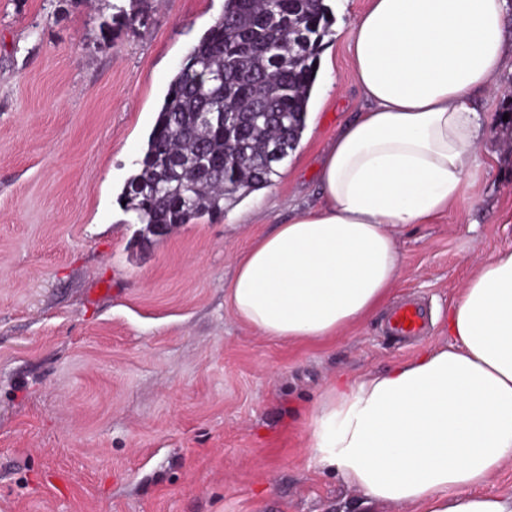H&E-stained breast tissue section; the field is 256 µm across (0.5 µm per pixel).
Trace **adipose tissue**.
<instances>
[{"label":"adipose tissue","mask_w":512,"mask_h":512,"mask_svg":"<svg viewBox=\"0 0 512 512\" xmlns=\"http://www.w3.org/2000/svg\"><path fill=\"white\" fill-rule=\"evenodd\" d=\"M507 0H370L350 58L366 109L326 146L322 201L238 257L229 301L268 338L327 344L387 305L399 237L459 195L484 136L473 105L504 65ZM447 346L344 385L311 418V459L363 506L512 512L482 493L512 459V249L476 263L448 312Z\"/></svg>","instance_id":"obj_1"}]
</instances>
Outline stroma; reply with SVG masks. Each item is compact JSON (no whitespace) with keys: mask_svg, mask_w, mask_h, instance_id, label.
Instances as JSON below:
<instances>
[{"mask_svg":"<svg viewBox=\"0 0 512 512\" xmlns=\"http://www.w3.org/2000/svg\"><path fill=\"white\" fill-rule=\"evenodd\" d=\"M110 0H0V512H361L309 460L334 379L414 356L381 314L328 345L262 336L228 300L252 241L319 201L328 142L366 105L349 60L369 0H330L323 87L274 183L141 236L120 201L167 86L224 0H160L102 35ZM456 203L400 237L394 297L427 303L425 349L478 259L512 248V53Z\"/></svg>","mask_w":512,"mask_h":512,"instance_id":"1","label":"stroma"}]
</instances>
